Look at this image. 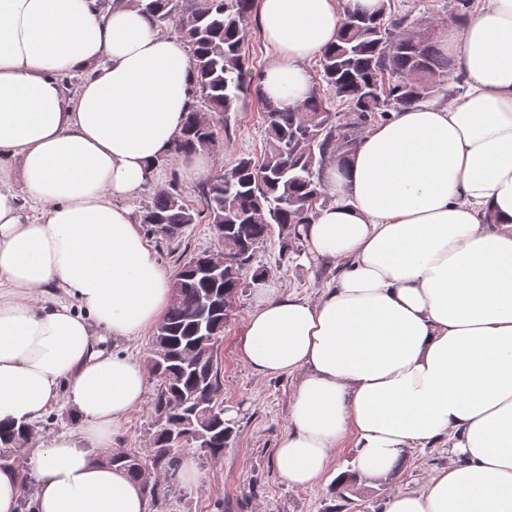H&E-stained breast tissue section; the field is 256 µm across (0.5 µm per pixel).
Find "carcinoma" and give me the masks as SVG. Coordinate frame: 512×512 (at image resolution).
<instances>
[{"label":"carcinoma","mask_w":512,"mask_h":512,"mask_svg":"<svg viewBox=\"0 0 512 512\" xmlns=\"http://www.w3.org/2000/svg\"><path fill=\"white\" fill-rule=\"evenodd\" d=\"M159 27L177 30L188 48L192 85L186 126L175 141L172 154H188L214 144L218 126L229 113L238 111L242 98L253 93L266 113L268 148L256 160L242 155L235 163L199 188L200 208L184 202L176 188L161 189L141 215L146 232L169 239L168 230H183L205 217L224 244L234 264L224 267V279L216 282L195 275L188 259L178 264L172 288L174 303L152 335L154 355L148 359L156 393L152 415L154 431L150 455L102 454L101 462L123 469L128 477L143 482L142 469L151 468L161 481L150 486L146 497L164 512L169 481L176 478L181 460L192 453L201 460L224 456L233 431L224 420V378L218 361L219 341L236 296L244 287L243 269L256 248L267 241L272 226L279 228L282 248L301 253L304 238L299 226L310 223L317 208L326 204L324 168L347 156L366 126L386 118L397 108H408L440 95L464 90L446 86L451 61L439 40L416 41L405 34L414 23L411 14L388 13L390 4L380 0L372 12L352 7L343 0V23L338 43L319 59L321 81L342 109L333 112L327 97L311 87L306 100L295 108H279L255 78L244 43L256 0H135ZM471 0H457L453 23L465 25ZM224 290L229 305L207 308L213 343L200 341V322L190 319L207 294ZM23 426L0 430V465L16 470L27 489L20 512H34V486L24 467ZM356 470L348 469L333 483L332 497L339 505L322 512H339L360 493Z\"/></svg>","instance_id":"1"}]
</instances>
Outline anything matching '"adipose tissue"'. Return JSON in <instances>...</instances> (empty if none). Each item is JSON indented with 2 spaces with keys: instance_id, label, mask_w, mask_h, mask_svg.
<instances>
[{
  "instance_id": "ef3b65f1",
  "label": "adipose tissue",
  "mask_w": 512,
  "mask_h": 512,
  "mask_svg": "<svg viewBox=\"0 0 512 512\" xmlns=\"http://www.w3.org/2000/svg\"><path fill=\"white\" fill-rule=\"evenodd\" d=\"M258 16L267 94L298 106L341 2L258 0ZM441 45L464 94L391 112L325 170L335 198L302 232L342 270L314 302L269 289L238 352L257 374L302 375L277 449L292 485L351 435L364 479L443 441L456 463L387 512H512V0H482ZM78 71L70 104L61 79ZM189 91L186 45L134 0H0V427L60 400L77 420L26 445L36 512H149L94 451L147 389L112 341L174 301L128 201L180 136Z\"/></svg>"
}]
</instances>
